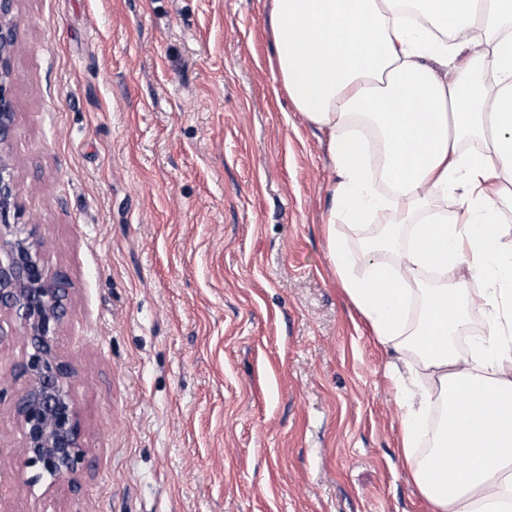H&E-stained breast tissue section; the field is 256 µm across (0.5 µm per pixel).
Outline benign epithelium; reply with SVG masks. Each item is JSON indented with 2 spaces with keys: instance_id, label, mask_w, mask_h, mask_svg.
Listing matches in <instances>:
<instances>
[{
  "instance_id": "benign-epithelium-1",
  "label": "benign epithelium",
  "mask_w": 512,
  "mask_h": 512,
  "mask_svg": "<svg viewBox=\"0 0 512 512\" xmlns=\"http://www.w3.org/2000/svg\"><path fill=\"white\" fill-rule=\"evenodd\" d=\"M16 0H0V318L19 322L24 379L12 408L21 431L25 465L52 482L71 480L87 448L81 412L70 386L71 362L57 348L68 314L63 281L49 273L39 225L22 221L19 182L10 152L15 122L11 85L17 48Z\"/></svg>"
}]
</instances>
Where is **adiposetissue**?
Returning a JSON list of instances; mask_svg holds the SVG:
<instances>
[{
    "mask_svg": "<svg viewBox=\"0 0 512 512\" xmlns=\"http://www.w3.org/2000/svg\"><path fill=\"white\" fill-rule=\"evenodd\" d=\"M269 29L283 90L328 135L338 218L410 226L359 263L330 248L396 354L409 480L432 512H512V0H271Z\"/></svg>",
    "mask_w": 512,
    "mask_h": 512,
    "instance_id": "obj_1",
    "label": "adipose tissue"
}]
</instances>
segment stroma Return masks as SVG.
I'll return each instance as SVG.
<instances>
[{
	"instance_id": "obj_1",
	"label": "stroma",
	"mask_w": 512,
	"mask_h": 512,
	"mask_svg": "<svg viewBox=\"0 0 512 512\" xmlns=\"http://www.w3.org/2000/svg\"><path fill=\"white\" fill-rule=\"evenodd\" d=\"M269 0H16L11 150L69 292L84 463L35 478L0 329V512H431L381 346L328 256L325 134L271 64Z\"/></svg>"
}]
</instances>
